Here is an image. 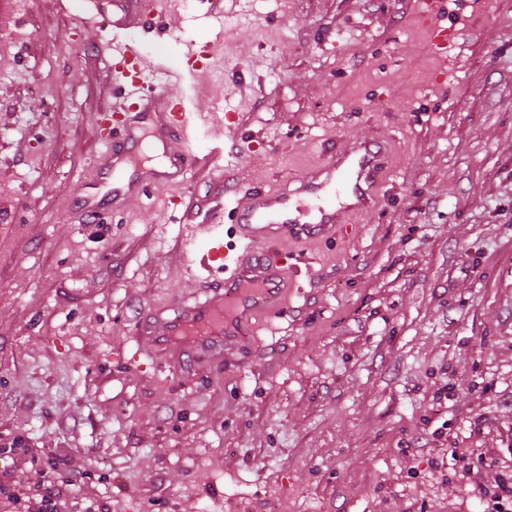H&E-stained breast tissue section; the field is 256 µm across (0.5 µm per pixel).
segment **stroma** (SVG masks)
I'll return each instance as SVG.
<instances>
[{
  "label": "stroma",
  "mask_w": 512,
  "mask_h": 512,
  "mask_svg": "<svg viewBox=\"0 0 512 512\" xmlns=\"http://www.w3.org/2000/svg\"><path fill=\"white\" fill-rule=\"evenodd\" d=\"M158 0L149 54L213 44L187 87L222 154L82 224L112 33L85 0H0V483L64 456L109 512H479L512 460V0ZM248 20L229 23L231 15ZM448 28V51L431 47ZM390 143L376 207L284 240L256 334L189 354L138 327L192 292L185 212Z\"/></svg>",
  "instance_id": "1"
}]
</instances>
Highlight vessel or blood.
<instances>
[{
    "label": "vessel or blood",
    "instance_id": "vessel-or-blood-1",
    "mask_svg": "<svg viewBox=\"0 0 512 512\" xmlns=\"http://www.w3.org/2000/svg\"><path fill=\"white\" fill-rule=\"evenodd\" d=\"M104 1L109 9H101ZM93 2L100 7L99 23L110 27L116 40L111 73L122 101L96 117L97 124L111 122L112 130L103 135L105 149L96 160L98 184L83 185L72 200L85 221L122 209L148 191L182 184L196 160L188 146L191 115L176 91L183 72L154 62L130 34L149 23L154 0ZM146 134L173 139L177 146L168 152L167 165L145 175L126 174ZM387 148L386 140L363 138L326 158L296 188L241 191L229 206L216 198L208 248L201 252L196 241L188 243L190 261L203 270L195 294L179 302L174 314L151 313L141 335L189 353L250 335L252 318L271 311L298 271L297 265L284 264L277 244L331 235L349 215L371 211Z\"/></svg>",
    "mask_w": 512,
    "mask_h": 512
}]
</instances>
